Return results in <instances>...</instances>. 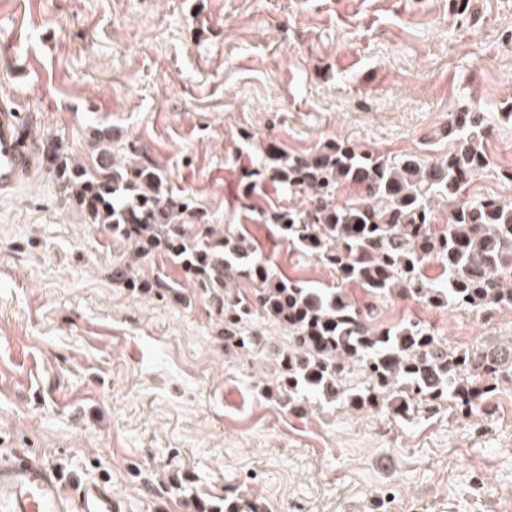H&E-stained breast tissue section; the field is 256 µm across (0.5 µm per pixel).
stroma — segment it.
I'll use <instances>...</instances> for the list:
<instances>
[{"mask_svg": "<svg viewBox=\"0 0 512 512\" xmlns=\"http://www.w3.org/2000/svg\"><path fill=\"white\" fill-rule=\"evenodd\" d=\"M0 102L42 156L112 140L198 223L247 230L274 273L321 288L335 272L266 218L306 196L258 159L342 140L429 162L453 147L450 115L476 110L492 165L456 201L512 202V0H0ZM124 259L49 165L0 196V454L106 478L128 512H197L231 489L264 512H512L511 394L473 421L290 412L262 391L284 330L258 324L252 374L202 291L132 294L112 279ZM351 293L451 346L512 339L509 310Z\"/></svg>", "mask_w": 512, "mask_h": 512, "instance_id": "1", "label": "stroma"}]
</instances>
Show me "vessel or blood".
Here are the masks:
<instances>
[{
	"instance_id": "b4317fda",
	"label": "vessel or blood",
	"mask_w": 512,
	"mask_h": 512,
	"mask_svg": "<svg viewBox=\"0 0 512 512\" xmlns=\"http://www.w3.org/2000/svg\"><path fill=\"white\" fill-rule=\"evenodd\" d=\"M39 166L38 149L23 135L21 112L0 106V195L15 192ZM0 512H125V505L107 480L63 484L37 453L18 450L0 456Z\"/></svg>"
}]
</instances>
